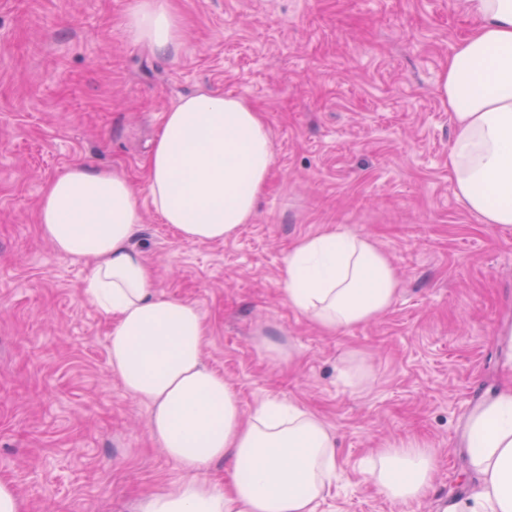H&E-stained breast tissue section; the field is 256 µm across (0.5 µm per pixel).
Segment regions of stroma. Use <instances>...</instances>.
<instances>
[{"mask_svg":"<svg viewBox=\"0 0 512 512\" xmlns=\"http://www.w3.org/2000/svg\"><path fill=\"white\" fill-rule=\"evenodd\" d=\"M132 3L0 0V480L29 512H134L180 478L148 406L110 374L83 265L42 237L37 209L79 161L144 188L165 112L212 90L266 116L272 175L254 221L223 242L181 240L145 208L133 245L158 291L199 308L203 360L243 414L290 400L337 432L324 512H452L478 485L467 420L512 389V231L456 198L436 92L473 25L465 0H173L183 38L169 54L125 38ZM328 229L372 238L400 280L388 311L336 335L280 284L295 242ZM265 337L294 359L272 361ZM352 357L368 382L344 381ZM410 441L437 471L428 496L396 505L361 466Z\"/></svg>","mask_w":512,"mask_h":512,"instance_id":"35a3bbf8","label":"stroma"}]
</instances>
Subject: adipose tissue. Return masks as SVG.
Wrapping results in <instances>:
<instances>
[{
  "instance_id": "obj_1",
  "label": "adipose tissue",
  "mask_w": 512,
  "mask_h": 512,
  "mask_svg": "<svg viewBox=\"0 0 512 512\" xmlns=\"http://www.w3.org/2000/svg\"><path fill=\"white\" fill-rule=\"evenodd\" d=\"M466 2L476 25L437 87L452 123L448 169L456 197L481 223L512 231V0ZM125 29L158 53L181 40L170 0H135ZM273 164L263 113L244 98L206 92L166 112L145 190L77 163L42 192L43 236L84 264L82 294L110 322V371L148 404L149 433L182 473L137 512H321L339 479L336 435L315 412L271 399L243 416L237 393L203 362L199 309L159 293L131 244L146 202L185 241L234 237L253 222ZM280 281L289 308L328 335L375 320L400 287L370 238L336 229L299 239ZM466 429L480 489L454 512H512V390L475 410ZM219 462L229 475L221 488L201 478ZM434 470V453L409 444L381 450L363 473L389 501L409 504L429 494Z\"/></svg>"
}]
</instances>
